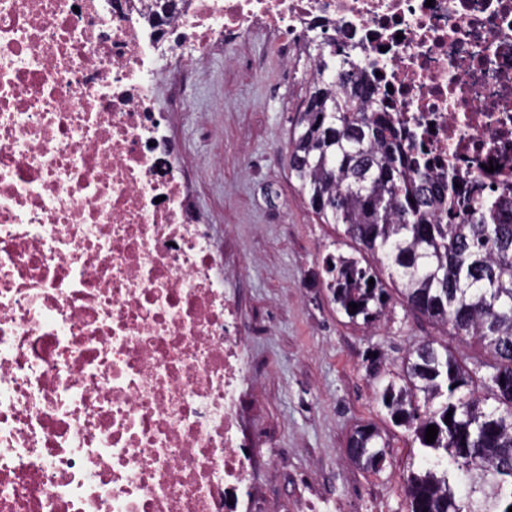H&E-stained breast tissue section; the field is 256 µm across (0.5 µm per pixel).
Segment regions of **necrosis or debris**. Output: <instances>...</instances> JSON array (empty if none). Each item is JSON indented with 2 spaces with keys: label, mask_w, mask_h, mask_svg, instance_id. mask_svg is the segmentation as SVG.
I'll use <instances>...</instances> for the list:
<instances>
[{
  "label": "necrosis or debris",
  "mask_w": 512,
  "mask_h": 512,
  "mask_svg": "<svg viewBox=\"0 0 512 512\" xmlns=\"http://www.w3.org/2000/svg\"><path fill=\"white\" fill-rule=\"evenodd\" d=\"M148 4L0 0V512H236L245 332L153 101L219 40L339 39L427 173L512 196V0Z\"/></svg>",
  "instance_id": "necrosis-or-debris-1"
}]
</instances>
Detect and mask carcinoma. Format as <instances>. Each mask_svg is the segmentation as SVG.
Segmentation results:
<instances>
[{
  "label": "carcinoma",
  "mask_w": 512,
  "mask_h": 512,
  "mask_svg": "<svg viewBox=\"0 0 512 512\" xmlns=\"http://www.w3.org/2000/svg\"><path fill=\"white\" fill-rule=\"evenodd\" d=\"M375 83L351 54L317 45L289 137V169L324 223L399 279L406 313L446 326L388 367L364 358L386 420L422 461L406 477L408 512H508L512 507V199L480 203L453 177L419 168ZM323 285L349 322L380 317L391 295L377 271L342 253L323 259ZM374 286H369V279ZM355 303L357 309L349 304ZM473 349L462 358L456 344ZM450 422H445L447 413ZM438 429L425 442L428 426ZM391 444L374 422L354 428L347 457L378 472Z\"/></svg>",
  "instance_id": "1"
}]
</instances>
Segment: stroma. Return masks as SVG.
Returning <instances> with one entry per match:
<instances>
[{
	"label": "stroma",
	"instance_id": "1",
	"mask_svg": "<svg viewBox=\"0 0 512 512\" xmlns=\"http://www.w3.org/2000/svg\"><path fill=\"white\" fill-rule=\"evenodd\" d=\"M312 64L308 46L285 50L258 26L251 41L227 42L204 71L182 77L192 109L175 111L169 128L197 220L224 247V293L247 332L239 419L254 464L239 512H405L404 429L390 428L380 472L344 449L355 425L385 421L365 352L396 358L438 330L395 299L375 325H353L328 297L322 258L351 247L320 223L288 168Z\"/></svg>",
	"mask_w": 512,
	"mask_h": 512
}]
</instances>
